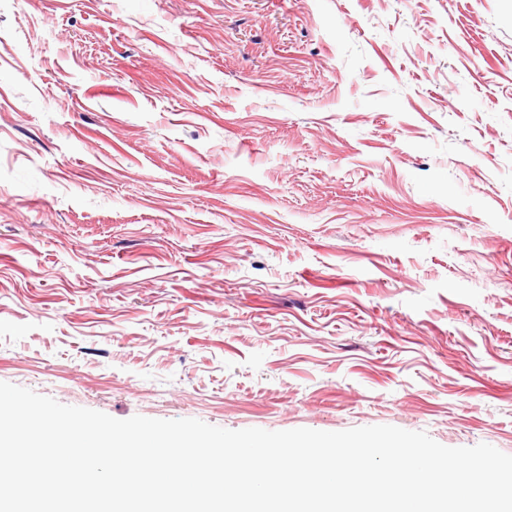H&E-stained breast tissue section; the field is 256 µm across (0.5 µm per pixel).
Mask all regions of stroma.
I'll return each instance as SVG.
<instances>
[{
  "label": "stroma",
  "mask_w": 512,
  "mask_h": 512,
  "mask_svg": "<svg viewBox=\"0 0 512 512\" xmlns=\"http://www.w3.org/2000/svg\"><path fill=\"white\" fill-rule=\"evenodd\" d=\"M0 382L512 455V0H0Z\"/></svg>",
  "instance_id": "obj_1"
}]
</instances>
